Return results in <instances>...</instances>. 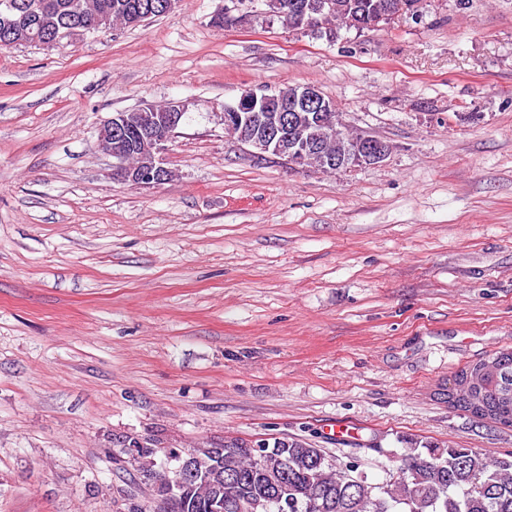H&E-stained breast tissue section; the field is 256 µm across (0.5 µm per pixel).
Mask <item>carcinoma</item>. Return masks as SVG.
Listing matches in <instances>:
<instances>
[{
	"label": "carcinoma",
	"instance_id": "1",
	"mask_svg": "<svg viewBox=\"0 0 512 512\" xmlns=\"http://www.w3.org/2000/svg\"><path fill=\"white\" fill-rule=\"evenodd\" d=\"M24 7L8 21L0 17V50L14 47L10 30L31 29L35 35L48 25L63 24L77 13L81 23L93 24L94 17L106 10L126 22L128 14L154 6L160 0H18ZM302 0H275L268 7L288 27L296 25L295 5ZM324 8L300 27L320 38L332 41L342 29L348 30L350 16L369 26H384L392 20V0H323ZM130 132L126 151L135 158L144 152L147 127L139 121L140 109L123 112ZM307 128L314 150L324 168V160L336 154L329 143L330 124L336 111L322 123H308L307 112L297 113ZM496 368L481 372L480 363L472 368L468 391L474 400L493 410V418L504 428H512V349L488 356ZM251 441L229 439L219 445L203 442L194 449V464L203 478L184 490L181 512H210L216 492L233 500V512H512V456L490 458L474 448L459 445L423 446L412 443L406 448L397 477L374 483L360 470V460L339 461L324 448H315L306 439H276L267 443L263 455L254 454ZM125 453L135 464L136 475L130 482L149 486L150 501L166 489V466H157L156 444L131 438Z\"/></svg>",
	"mask_w": 512,
	"mask_h": 512
}]
</instances>
